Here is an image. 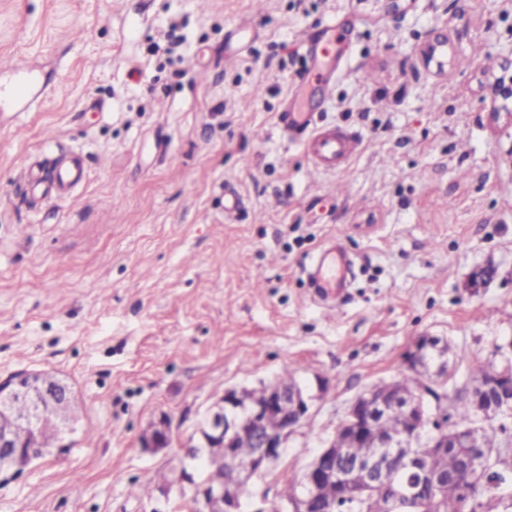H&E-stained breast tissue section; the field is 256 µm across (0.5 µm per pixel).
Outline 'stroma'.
I'll return each instance as SVG.
<instances>
[{"instance_id": "1", "label": "stroma", "mask_w": 512, "mask_h": 512, "mask_svg": "<svg viewBox=\"0 0 512 512\" xmlns=\"http://www.w3.org/2000/svg\"><path fill=\"white\" fill-rule=\"evenodd\" d=\"M332 22L350 49L326 93L301 34ZM510 43L512 0H0V83L26 65L45 88L0 111V377L54 372L82 406L0 512H189L178 488H129L178 467L225 390L291 368L311 416L244 491L277 512L418 337L449 358L420 384L460 389L512 339V115L489 105ZM296 95L359 139L346 172L279 130ZM71 157L65 197L33 190L30 163ZM331 239L352 259L332 318L308 278ZM164 416L168 446L144 447Z\"/></svg>"}]
</instances>
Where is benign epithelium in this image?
Returning <instances> with one entry per match:
<instances>
[{"label": "benign epithelium", "instance_id": "1", "mask_svg": "<svg viewBox=\"0 0 512 512\" xmlns=\"http://www.w3.org/2000/svg\"><path fill=\"white\" fill-rule=\"evenodd\" d=\"M499 101L512 102V80L495 87L492 111L499 110ZM447 353L448 347L440 345L437 337L422 336L408 353L407 363L413 370L427 369L437 359L438 368L443 370L447 368L444 359ZM487 373V377L472 383L465 392L474 422L464 429L446 422L443 410L429 411L421 392H406L396 381L362 392L349 405L346 418L333 437L302 473L299 491L288 501V512H314L325 484L335 483L343 488L337 500L353 498L363 503L372 488L392 487L396 465L416 460V442L427 430L432 433L430 447L441 452L448 448L462 449L460 465L465 479L460 493L464 500L470 499L474 486L505 479L503 472L493 469V448L488 443L484 423L512 410V365L499 368L491 362ZM73 398L67 383L45 371H18L0 380V476L6 480L15 478L45 456L47 449L61 452L68 447L60 414ZM20 402L27 406L23 413L17 410ZM309 412V398L294 383L269 386L262 401L252 399L246 390L225 391L222 405L208 412L199 437L189 441L188 447H207L220 441L226 456L231 457L233 448L246 442L256 452L236 462L234 483H226L216 475L202 478L192 463H183L181 485L190 492L194 512H240L246 484L279 460L288 439L305 425ZM397 412L404 413L407 429L392 434L376 429L378 423ZM272 413L283 422L275 432L265 428L266 417ZM19 420L34 423L33 437L26 445H18L12 438V427ZM342 433L362 448L361 454L354 456L350 449L339 447L338 437ZM169 434L170 423L162 418L143 439V444L147 448H160L166 444Z\"/></svg>", "mask_w": 512, "mask_h": 512}]
</instances>
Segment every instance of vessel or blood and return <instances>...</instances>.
Wrapping results in <instances>:
<instances>
[{
    "label": "vessel or blood",
    "mask_w": 512,
    "mask_h": 512,
    "mask_svg": "<svg viewBox=\"0 0 512 512\" xmlns=\"http://www.w3.org/2000/svg\"><path fill=\"white\" fill-rule=\"evenodd\" d=\"M347 40L346 33L330 24L323 28L319 39H307L318 68H326L342 56V47ZM39 89L33 72H23L19 83L10 89L0 87V101H20L32 98ZM277 125L280 130L298 139L310 154L313 163L323 168H332L345 162L354 153L358 142L348 134L328 128L312 126L309 113L293 108L279 113ZM82 167L78 160L59 165L53 182H46L41 165H32L28 177L33 187L44 193L64 195L78 183ZM351 262L343 248L336 242H329L319 250L309 272V280L316 293H340L348 284Z\"/></svg>",
    "instance_id": "vessel-or-blood-1"
}]
</instances>
